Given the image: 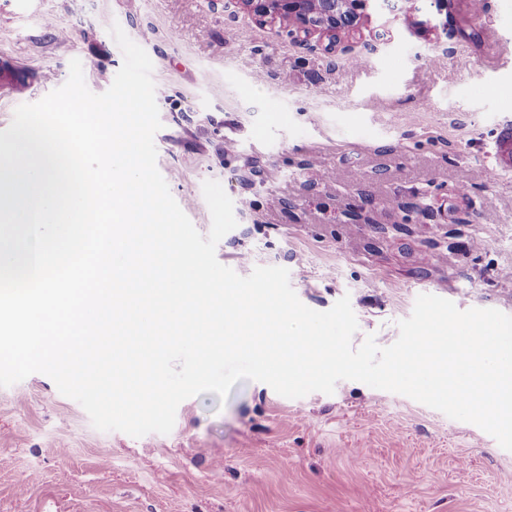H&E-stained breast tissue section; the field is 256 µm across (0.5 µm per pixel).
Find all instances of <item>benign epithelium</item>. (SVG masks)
Here are the masks:
<instances>
[{
	"mask_svg": "<svg viewBox=\"0 0 512 512\" xmlns=\"http://www.w3.org/2000/svg\"><path fill=\"white\" fill-rule=\"evenodd\" d=\"M254 15L271 17L282 21L293 20L299 31L309 36L314 32H333L354 25L360 18V11L366 0H330L333 5L332 21H315L313 5L315 0H242Z\"/></svg>",
	"mask_w": 512,
	"mask_h": 512,
	"instance_id": "1",
	"label": "benign epithelium"
}]
</instances>
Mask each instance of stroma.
<instances>
[{"instance_id": "obj_1", "label": "stroma", "mask_w": 512, "mask_h": 512, "mask_svg": "<svg viewBox=\"0 0 512 512\" xmlns=\"http://www.w3.org/2000/svg\"><path fill=\"white\" fill-rule=\"evenodd\" d=\"M368 0L358 24L303 37L242 0H37L0 7V130L79 59L105 92L112 25L153 63L157 167L201 234L204 181L238 225L239 275L281 266L300 301L349 297L360 345L393 344L418 295L512 315V172L492 132L512 116V0ZM0 512H512V452L478 426L352 380L290 399L259 381L177 408L169 434L102 432L48 376L0 387Z\"/></svg>"}]
</instances>
